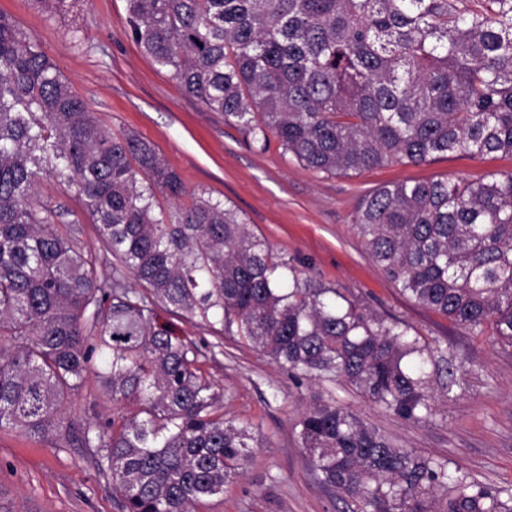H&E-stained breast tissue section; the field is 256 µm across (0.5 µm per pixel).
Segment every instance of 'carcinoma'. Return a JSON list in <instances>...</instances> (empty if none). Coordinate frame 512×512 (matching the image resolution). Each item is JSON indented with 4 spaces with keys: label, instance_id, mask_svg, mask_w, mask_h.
I'll return each mask as SVG.
<instances>
[{
    "label": "carcinoma",
    "instance_id": "carcinoma-1",
    "mask_svg": "<svg viewBox=\"0 0 512 512\" xmlns=\"http://www.w3.org/2000/svg\"><path fill=\"white\" fill-rule=\"evenodd\" d=\"M131 39L183 92L260 149L360 173L440 155L512 158V0H127ZM74 189L71 224L35 200ZM186 195L154 145L117 135L42 45L0 14V430L44 437L89 375L138 411L80 441L104 455L121 512H192L260 447L218 413L200 348L157 320L198 316L297 378L332 374L413 423L466 370L448 350L315 285L221 201ZM88 220L100 257L78 246ZM356 224L371 259L416 303L512 344V171L382 185ZM133 276L138 288L127 284ZM345 512H512V492L448 473L335 402L295 423Z\"/></svg>",
    "mask_w": 512,
    "mask_h": 512
}]
</instances>
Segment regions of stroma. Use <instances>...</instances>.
I'll return each mask as SVG.
<instances>
[{"label": "stroma", "instance_id": "35a3bbf8", "mask_svg": "<svg viewBox=\"0 0 512 512\" xmlns=\"http://www.w3.org/2000/svg\"><path fill=\"white\" fill-rule=\"evenodd\" d=\"M126 0H0V14L35 38L91 111L114 132L150 141L188 194L235 208L254 236L302 270L304 277L357 297L378 315L408 325L422 341L448 348L468 371L425 423H409L352 386L325 377L296 381L236 336L219 335L199 318L170 316L182 337L205 348L200 368L224 389L225 418L259 439L243 473L197 512H340L302 450L294 423L319 401L334 400L380 428L402 447L447 461L451 470L496 489H512V347L490 334L420 306L370 258L355 227L361 198L390 182L445 177L478 179L512 170V159L451 155L422 164L394 163L353 175H325L303 166L278 142L253 147L245 133L186 96L130 38ZM36 200L69 223L73 190L40 180ZM96 378L64 404L57 428L31 440L0 431V512H121L100 449L77 443L73 430L97 418L132 416Z\"/></svg>", "mask_w": 512, "mask_h": 512}]
</instances>
